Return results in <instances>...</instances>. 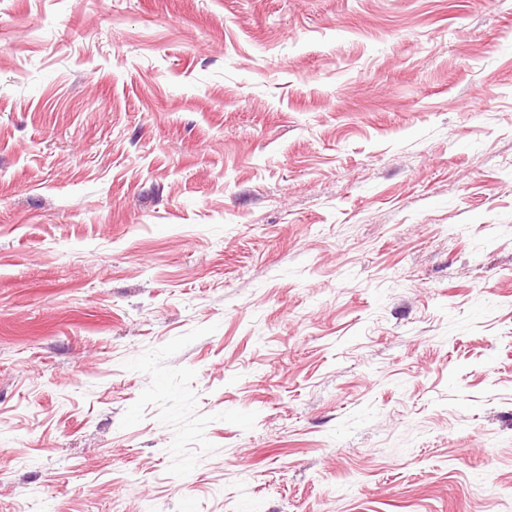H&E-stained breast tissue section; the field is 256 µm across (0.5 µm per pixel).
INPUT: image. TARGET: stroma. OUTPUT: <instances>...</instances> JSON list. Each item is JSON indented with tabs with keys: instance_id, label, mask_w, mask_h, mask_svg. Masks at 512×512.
Masks as SVG:
<instances>
[{
	"instance_id": "stroma-1",
	"label": "stroma",
	"mask_w": 512,
	"mask_h": 512,
	"mask_svg": "<svg viewBox=\"0 0 512 512\" xmlns=\"http://www.w3.org/2000/svg\"><path fill=\"white\" fill-rule=\"evenodd\" d=\"M0 512H512V0H0Z\"/></svg>"
}]
</instances>
